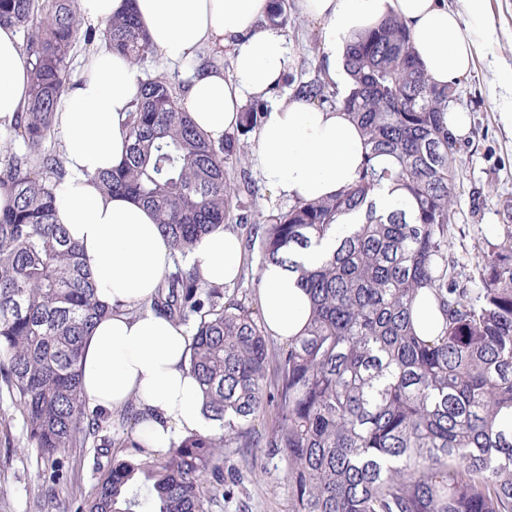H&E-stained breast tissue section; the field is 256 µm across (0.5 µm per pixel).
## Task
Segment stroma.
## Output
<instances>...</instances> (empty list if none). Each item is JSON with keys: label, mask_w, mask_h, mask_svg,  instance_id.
<instances>
[{"label": "stroma", "mask_w": 512, "mask_h": 512, "mask_svg": "<svg viewBox=\"0 0 512 512\" xmlns=\"http://www.w3.org/2000/svg\"><path fill=\"white\" fill-rule=\"evenodd\" d=\"M486 7L498 38L480 44L474 70L457 85L454 105L465 112L468 126L448 231V258L458 281L469 288L480 285L473 276L475 246L497 241L512 228V121L495 106L494 83L497 67L512 66V0H487ZM320 31L299 7L291 8L290 22L282 30L290 48L287 80L273 91L272 100L292 96L293 82L314 79L325 67ZM240 147V163L228 168L235 193L227 224L241 235V217L260 224L270 213L288 210L291 202L263 183L254 162L252 135L242 136ZM244 254L242 275L225 286V296L256 310L261 254L255 246L245 248ZM96 454L92 446L62 449L58 457L64 463L63 475L50 480L49 462L28 446L21 414L0 384V512H77L103 476L93 464ZM224 466L234 474L233 492L214 503L210 512H289L286 464L272 449H225Z\"/></svg>", "instance_id": "stroma-1"}]
</instances>
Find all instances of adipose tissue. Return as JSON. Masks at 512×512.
<instances>
[{
  "instance_id": "obj_1",
  "label": "adipose tissue",
  "mask_w": 512,
  "mask_h": 512,
  "mask_svg": "<svg viewBox=\"0 0 512 512\" xmlns=\"http://www.w3.org/2000/svg\"><path fill=\"white\" fill-rule=\"evenodd\" d=\"M298 5L321 24L326 74L343 91L349 85L344 68L349 39L385 15L405 23L422 71L439 88L466 78L478 42L496 37L485 0H457L453 7L448 0H298ZM130 8L154 51L170 65L183 66L205 49L229 55L230 69L195 72L182 101L193 125L214 142L236 128L248 99L266 98L284 79L289 49L280 31L266 22L269 0H81L83 17L93 26ZM141 83L138 66L108 46L86 55L57 116L68 174L54 186V221L79 245L97 300L110 310L84 345L85 405L115 415L134 408V433L157 457L179 437L212 434L218 425L204 414L200 387L188 370L189 333L149 303L180 259L209 284L232 283L241 271L243 248L235 232L219 228L179 257L151 209L104 192L96 182L97 173L118 166L127 152L124 123ZM28 99V64L18 35L0 25L1 137ZM254 141L264 184L295 201H320L351 187L364 164L361 130L342 108H321L295 97L267 108ZM260 285L267 333L284 342L297 336L310 299L296 273L269 263L260 272Z\"/></svg>"
}]
</instances>
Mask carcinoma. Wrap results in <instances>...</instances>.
<instances>
[{"label": "carcinoma", "instance_id": "carcinoma-1", "mask_svg": "<svg viewBox=\"0 0 512 512\" xmlns=\"http://www.w3.org/2000/svg\"><path fill=\"white\" fill-rule=\"evenodd\" d=\"M287 6L271 0V26L287 24ZM1 24L26 37L30 101L0 148V191L13 198L0 211V380L28 444L51 461L50 477H59L64 448L135 449L110 458L81 512H208L226 494L223 449L261 445L286 461L290 512H512V231L477 247L481 287L460 286L448 262L460 139L446 114L456 85L429 84L400 19L389 15L347 44L344 96L321 74L295 88L340 105L362 128L358 182L249 228L263 263L292 267L295 248L360 214L320 267L297 268L312 303L302 333L275 348L250 308L224 302V287L180 265L162 278L152 308L192 323L189 370L219 432L180 437L161 458L147 456L131 430L107 435L108 419L81 399L83 343L105 309L78 244L53 221V186L67 170L47 146L79 37H98L136 65L151 43L132 10L98 35L81 32L78 0H53L42 14L37 0H0ZM264 114V103H250L238 135L217 144L194 128L169 80L147 79L125 122L128 153L96 179L154 209L184 256L225 225L227 165ZM384 181L410 199L412 214L378 213ZM423 289L445 316L431 340L412 331ZM270 406L278 419L261 438L254 422Z\"/></svg>", "mask_w": 512, "mask_h": 512}]
</instances>
